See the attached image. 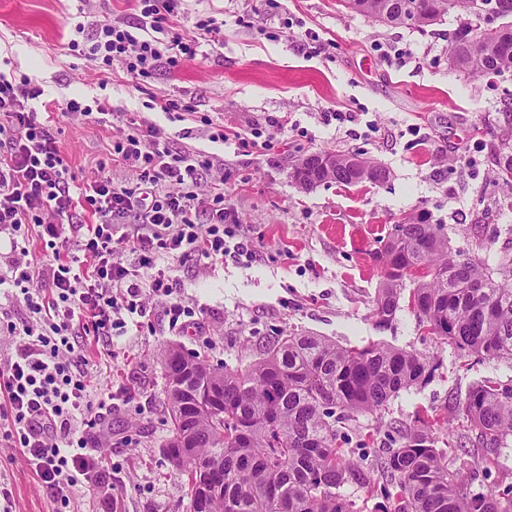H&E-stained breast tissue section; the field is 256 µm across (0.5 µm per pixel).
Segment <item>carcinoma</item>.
<instances>
[{
  "mask_svg": "<svg viewBox=\"0 0 512 512\" xmlns=\"http://www.w3.org/2000/svg\"><path fill=\"white\" fill-rule=\"evenodd\" d=\"M401 0H345L353 11L389 25L422 28L450 11L479 16L495 0H420L407 15ZM453 63L474 75L512 67V28L467 26L454 35ZM330 170L307 173L310 189L335 182L380 183L386 171L359 154L323 151ZM384 280L373 300L375 325L390 326L403 280L420 322L444 343L481 359H512V267L461 259L440 224L405 217L375 252ZM499 278H494V275ZM169 460L188 477L186 512H359L340 494L354 485L379 491L391 512H512V485L472 493L438 448L435 422L422 419L374 462L337 447L346 423L382 410L400 391L422 384L423 356L379 343L342 346L320 336H284L240 369L215 368L171 350L164 357ZM221 392L220 413L194 400V387ZM485 458L512 442V384L484 381L461 407ZM189 461L180 459L184 442Z\"/></svg>",
  "mask_w": 512,
  "mask_h": 512,
  "instance_id": "carcinoma-1",
  "label": "carcinoma"
}]
</instances>
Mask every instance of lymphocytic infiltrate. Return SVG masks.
Masks as SVG:
<instances>
[{"mask_svg": "<svg viewBox=\"0 0 512 512\" xmlns=\"http://www.w3.org/2000/svg\"><path fill=\"white\" fill-rule=\"evenodd\" d=\"M182 0H137L135 26L96 24L70 51L111 70L120 61L139 82L158 63L175 68L193 59L192 42L173 31ZM42 89L25 74L0 73V233L16 256L0 267V287L19 290L25 318L8 322L14 350L0 356V438L33 467L54 497L91 490L101 480L97 449L86 432L112 411V400L92 395L90 359L79 339L124 329L146 316V296L163 299L172 329L194 323L168 262L254 257L257 247L231 224L224 195L199 191L205 172L223 169L218 158L176 152L152 127L129 120L112 136V160L129 176L78 179L61 151L60 129L33 100ZM206 214L199 223L198 214ZM44 228L51 255L28 263L32 227ZM130 230L132 255H119L114 237Z\"/></svg>", "mask_w": 512, "mask_h": 512, "instance_id": "obj_1", "label": "lymphocytic infiltrate"}]
</instances>
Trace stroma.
<instances>
[{
	"instance_id": "obj_1",
	"label": "stroma",
	"mask_w": 512,
	"mask_h": 512,
	"mask_svg": "<svg viewBox=\"0 0 512 512\" xmlns=\"http://www.w3.org/2000/svg\"><path fill=\"white\" fill-rule=\"evenodd\" d=\"M85 14L131 24L137 9L133 0H0V72L28 75L46 102L102 103L104 121H60V146L79 177L98 176L113 127L132 115L174 151L223 159L224 205L258 247L237 263H173L197 331H171L153 298L141 329L89 344V390H135L133 402H118L88 432L113 461L116 512H182L187 503L186 477L164 452L163 356L171 348L231 369L290 334L416 351L432 376L360 416L347 448L381 455L430 414L458 430L446 449L450 467L481 461L459 408L485 380L512 383V360H479L440 343L405 296L392 325L376 328L372 298L383 270L374 253L393 224L421 213L444 226L454 254L494 268L512 260V189L499 178L500 161L512 155V67L487 77L453 66L451 36L465 23L453 13L411 28L376 22L339 0H183L174 27L194 41L196 55L176 68L158 64L141 89L120 62L106 74L69 51ZM208 17L222 22L219 36L198 29ZM397 52L404 64L394 61ZM165 94L192 113L162 111L155 99ZM255 127L275 133L273 148L245 153L212 139ZM321 151L362 153L387 178L299 188L293 165ZM0 482L12 492L10 512H99L93 492L59 507L26 459L8 449H0Z\"/></svg>"
}]
</instances>
